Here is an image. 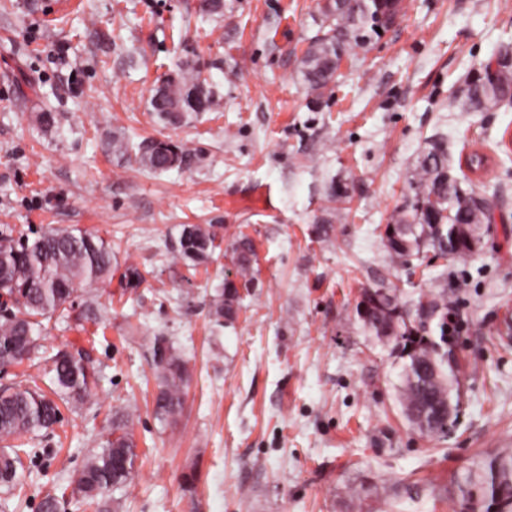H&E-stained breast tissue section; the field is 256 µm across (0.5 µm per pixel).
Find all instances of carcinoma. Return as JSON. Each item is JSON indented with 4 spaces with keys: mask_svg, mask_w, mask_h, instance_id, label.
I'll return each mask as SVG.
<instances>
[{
    "mask_svg": "<svg viewBox=\"0 0 512 512\" xmlns=\"http://www.w3.org/2000/svg\"><path fill=\"white\" fill-rule=\"evenodd\" d=\"M402 0H355L344 9L340 0H323L319 29L302 57V82L316 103L335 81L342 59L367 47L378 30L393 25ZM215 98L202 70L169 74L151 99L159 120L178 123L188 112H206ZM512 104V52L497 53L496 69L472 73L467 81V107L472 112ZM136 158L145 168L163 172L185 163L188 150L170 139H145L136 145ZM467 180L454 175L448 162V138L440 134L417 157L410 180L411 196L385 225L382 237L390 263L404 265L432 253L467 263L473 251L448 237L453 224H488L490 211L478 205ZM212 227L185 224L172 257L192 267L204 265L216 248ZM253 246L246 237L232 246L240 279L225 278L213 299L211 313L218 322L235 321L241 301L239 289L249 288ZM112 280V247L99 236L69 229L47 228L31 238L0 231V291L11 306L0 311V365H20L38 349L35 325L65 307L81 288ZM464 285L421 293L409 300L412 319L392 290L380 299L367 297L364 311H356L363 332L393 344L405 360L398 401L408 423L420 433L437 436V423L458 417L461 391L455 342L460 329L451 318ZM153 360L158 393L155 411L162 421L180 415L190 372L172 342L154 338ZM50 393L16 385L0 387V486L9 492L20 483L22 455L37 456L13 444L21 435L48 429L59 421L63 403L76 408L96 396L97 373L80 351L58 352L52 358ZM137 442L129 420L112 418L101 447L88 450L74 484L99 512H114L109 493L121 488L135 471ZM461 512H512V448L484 456L455 476Z\"/></svg>",
    "mask_w": 512,
    "mask_h": 512,
    "instance_id": "carcinoma-1",
    "label": "carcinoma"
}]
</instances>
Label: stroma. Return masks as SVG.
<instances>
[{"mask_svg":"<svg viewBox=\"0 0 512 512\" xmlns=\"http://www.w3.org/2000/svg\"><path fill=\"white\" fill-rule=\"evenodd\" d=\"M319 3L224 0L211 15L204 0H0V226L90 231L114 264L111 284L42 320L31 361L0 373V385L46 391L51 357L79 349L100 374L89 404L61 407L33 435L39 456L25 460L22 488L0 489V512H37L49 493L61 512H97L70 480L116 413L139 452L113 493L120 512H457L454 476L512 448V104L448 108L512 45V0H403L314 105L299 69ZM181 67L206 70L216 100L168 125L150 99ZM116 133L171 139L191 156L155 173L113 153ZM437 133L452 165L477 148L493 156L472 185L494 219L467 264L395 266L380 236ZM335 182L348 196L334 222ZM186 224L213 225L221 241L195 269L170 255ZM243 235L254 286L224 327L211 301ZM130 263L146 276L136 289L122 281ZM459 281L460 411L433 439L403 417L404 361L364 335L355 305L368 287L405 302ZM157 336L191 373L173 422L155 414Z\"/></svg>","mask_w":512,"mask_h":512,"instance_id":"obj_1","label":"stroma"}]
</instances>
